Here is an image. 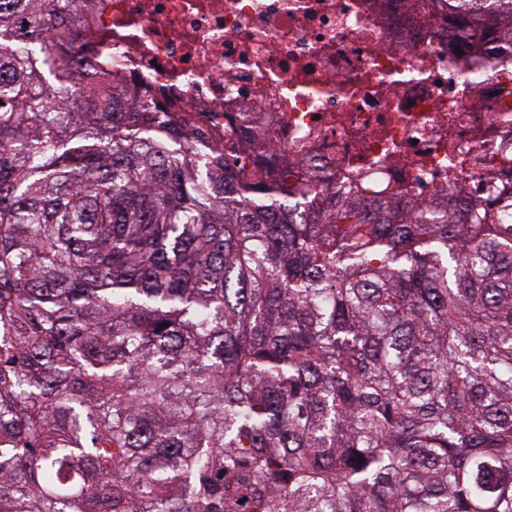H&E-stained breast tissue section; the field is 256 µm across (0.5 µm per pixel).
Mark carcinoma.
I'll return each instance as SVG.
<instances>
[{
    "label": "carcinoma",
    "mask_w": 512,
    "mask_h": 512,
    "mask_svg": "<svg viewBox=\"0 0 512 512\" xmlns=\"http://www.w3.org/2000/svg\"><path fill=\"white\" fill-rule=\"evenodd\" d=\"M73 13L0 0V512H512V221L298 199Z\"/></svg>",
    "instance_id": "1"
}]
</instances>
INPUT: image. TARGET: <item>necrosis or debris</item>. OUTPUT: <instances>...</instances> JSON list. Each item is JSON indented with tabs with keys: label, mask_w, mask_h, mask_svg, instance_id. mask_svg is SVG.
Returning <instances> with one entry per match:
<instances>
[{
	"label": "necrosis or debris",
	"mask_w": 512,
	"mask_h": 512,
	"mask_svg": "<svg viewBox=\"0 0 512 512\" xmlns=\"http://www.w3.org/2000/svg\"><path fill=\"white\" fill-rule=\"evenodd\" d=\"M95 66L333 194L512 189V48L450 0H77Z\"/></svg>",
	"instance_id": "necrosis-or-debris-1"
}]
</instances>
